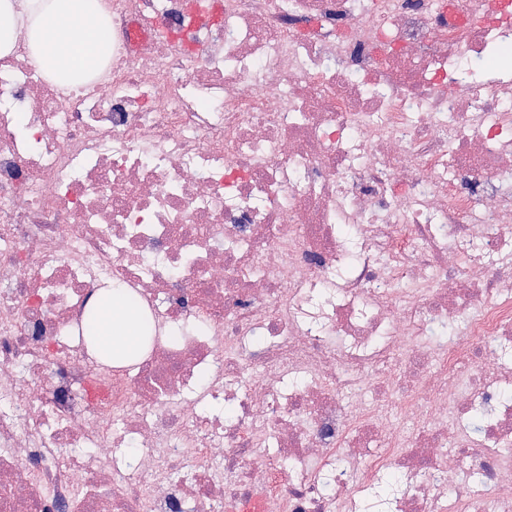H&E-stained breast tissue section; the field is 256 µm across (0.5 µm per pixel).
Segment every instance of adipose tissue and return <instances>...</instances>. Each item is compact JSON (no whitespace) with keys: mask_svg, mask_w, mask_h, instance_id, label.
I'll return each mask as SVG.
<instances>
[{"mask_svg":"<svg viewBox=\"0 0 512 512\" xmlns=\"http://www.w3.org/2000/svg\"><path fill=\"white\" fill-rule=\"evenodd\" d=\"M107 0H0V58L25 44L31 61L59 88L90 58L109 52L111 33L103 19ZM91 32L77 42L71 32ZM150 313L130 289H101L84 316V336L95 358L112 366L140 361L151 348L145 322Z\"/></svg>","mask_w":512,"mask_h":512,"instance_id":"ef3b65f1","label":"adipose tissue"}]
</instances>
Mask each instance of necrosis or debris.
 <instances>
[{
	"mask_svg": "<svg viewBox=\"0 0 512 512\" xmlns=\"http://www.w3.org/2000/svg\"><path fill=\"white\" fill-rule=\"evenodd\" d=\"M485 7L112 0L77 89L0 59V512H359L390 468L391 512H512V72L462 76L512 0ZM115 280L203 330L97 363ZM269 508L265 493L257 490L245 498L232 501L227 507V512H267Z\"/></svg>",
	"mask_w": 512,
	"mask_h": 512,
	"instance_id": "4bbe7bcc",
	"label": "necrosis or debris"
}]
</instances>
